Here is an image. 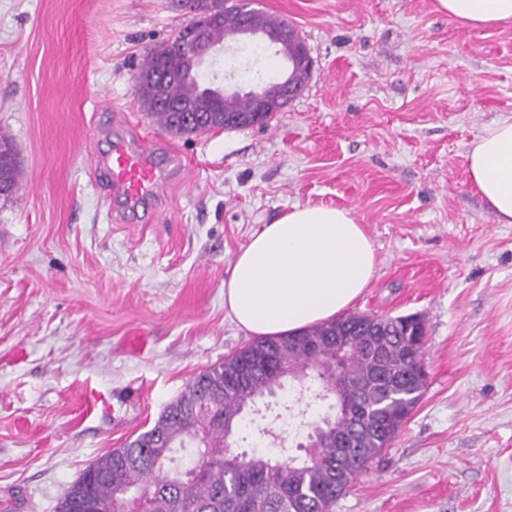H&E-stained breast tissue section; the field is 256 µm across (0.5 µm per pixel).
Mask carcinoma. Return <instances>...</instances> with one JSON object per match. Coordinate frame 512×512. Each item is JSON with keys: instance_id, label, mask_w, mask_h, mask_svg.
Wrapping results in <instances>:
<instances>
[{"instance_id": "1", "label": "carcinoma", "mask_w": 512, "mask_h": 512, "mask_svg": "<svg viewBox=\"0 0 512 512\" xmlns=\"http://www.w3.org/2000/svg\"><path fill=\"white\" fill-rule=\"evenodd\" d=\"M181 65L180 58L151 50L142 72L163 73ZM173 103L196 109L186 122L168 112L165 129L178 135L224 127V116L240 125L261 121L252 98L234 112L224 110V97L212 95L193 78L167 85ZM18 160L12 139L0 133V197L16 193ZM380 350L375 360L365 351L363 314L313 325L277 341L256 338L194 377L162 411L149 431L121 448L97 458L68 488L60 512H331V507L356 480L362 469L384 452L402 431L425 388L420 373L426 336L423 323L396 324L377 318ZM348 337L344 354L345 378H363V389L346 397L335 416L322 419L323 427L349 432L351 416L358 418V447L348 449L347 460L336 463L338 449L320 442L306 449V457L251 455L236 452L227 441V422L247 425L245 413L267 395L283 389V379H300L296 402L311 388L323 393L336 389L330 361L336 357V333ZM207 443L186 449L198 429ZM188 450V458L176 462V449Z\"/></svg>"}]
</instances>
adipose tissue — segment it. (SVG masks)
Instances as JSON below:
<instances>
[{
	"label": "adipose tissue",
	"instance_id": "adipose-tissue-1",
	"mask_svg": "<svg viewBox=\"0 0 512 512\" xmlns=\"http://www.w3.org/2000/svg\"><path fill=\"white\" fill-rule=\"evenodd\" d=\"M471 28L512 23V0H436ZM471 186L498 223L512 224V115L468 148ZM375 249L349 210L296 207L254 234L224 282V308L247 333L281 336L335 318L368 288Z\"/></svg>",
	"mask_w": 512,
	"mask_h": 512
}]
</instances>
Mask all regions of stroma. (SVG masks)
<instances>
[{
	"label": "stroma",
	"instance_id": "obj_1",
	"mask_svg": "<svg viewBox=\"0 0 512 512\" xmlns=\"http://www.w3.org/2000/svg\"><path fill=\"white\" fill-rule=\"evenodd\" d=\"M316 61L268 125L174 135L133 76L190 21L171 0H0V512H56L105 452L251 342L224 282L296 205L350 210L375 278L355 313L420 316L426 386L331 512H512V224L471 187L467 148L512 114V24L469 29L434 0H254ZM226 43L201 82L278 76ZM182 160L142 224L93 163L114 134ZM18 160L12 139L0 133V197H12L18 185Z\"/></svg>",
	"mask_w": 512,
	"mask_h": 512
}]
</instances>
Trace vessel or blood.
Listing matches in <instances>:
<instances>
[{
    "mask_svg": "<svg viewBox=\"0 0 512 512\" xmlns=\"http://www.w3.org/2000/svg\"><path fill=\"white\" fill-rule=\"evenodd\" d=\"M178 164L174 155H158L118 138L98 158L96 169L110 186L115 200L135 216L164 195Z\"/></svg>",
    "mask_w": 512,
    "mask_h": 512,
    "instance_id": "obj_1",
    "label": "vessel or blood"
}]
</instances>
